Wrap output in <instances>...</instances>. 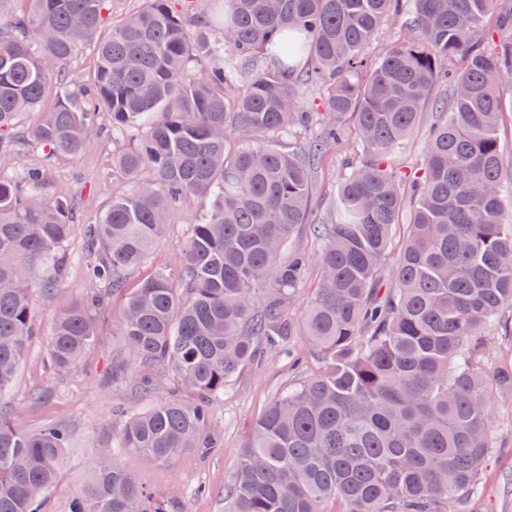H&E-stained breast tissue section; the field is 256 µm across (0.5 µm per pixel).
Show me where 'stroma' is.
I'll list each match as a JSON object with an SVG mask.
<instances>
[{
	"instance_id": "1",
	"label": "stroma",
	"mask_w": 512,
	"mask_h": 512,
	"mask_svg": "<svg viewBox=\"0 0 512 512\" xmlns=\"http://www.w3.org/2000/svg\"><path fill=\"white\" fill-rule=\"evenodd\" d=\"M449 100V89L436 87L404 150L407 171L419 168L437 114ZM111 155V142L94 138L77 162L60 161L54 165L57 191L75 203L83 221L95 220L113 193L125 189L122 179L107 172ZM356 157V147L348 137L316 162L312 206L318 217L326 216L344 165ZM208 206L207 198L196 197L184 212L175 216L164 240L152 254L149 267L173 269L180 265L182 242L189 226L194 216ZM66 255L69 274L64 284L52 292L34 294V318L41 333L31 340L15 383L0 397V404L18 412L22 427L33 430L57 423L71 433L58 478L43 493L44 512H69L70 501L82 491L89 468L106 450L117 464L135 476L143 490L165 493L169 512H232L227 490L256 421L283 389L312 377L319 370L303 336L296 331L288 340L293 359L266 353L262 360L243 366L223 397L214 400L212 413L218 436L210 450H188L172 466L158 463L114 445L113 434L119 419L112 413L113 405L119 403L126 409L139 411L153 405L154 400L113 390L109 322H102L94 349L76 367L61 372L50 364L48 331L52 319L60 308L80 300L87 288V258L80 230H73L66 244ZM493 402L497 442L465 512H512V394H494Z\"/></svg>"
}]
</instances>
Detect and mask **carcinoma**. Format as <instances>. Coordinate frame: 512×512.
<instances>
[{"label":"carcinoma","instance_id":"carcinoma-1","mask_svg":"<svg viewBox=\"0 0 512 512\" xmlns=\"http://www.w3.org/2000/svg\"><path fill=\"white\" fill-rule=\"evenodd\" d=\"M0 0V395L37 334L34 284L67 278L81 224L91 283L54 317L50 358L68 371L112 321V388L168 397L124 416L118 447L162 464L207 448L210 401L259 343L280 348L308 258L284 259L310 221L315 161L346 132L362 153L318 225L320 284L302 334L321 373L285 389L256 422L229 488L233 512H461L494 448L492 393L512 372L485 371L484 337L512 309V190L497 138L500 86L512 77V8L500 0ZM499 11L497 40L485 20ZM416 35L375 64L366 50L395 15ZM94 41L91 84L66 64ZM309 55L311 67L295 74ZM451 106L430 135L412 198L396 159L439 79ZM325 89L321 140L284 149L309 116L302 88ZM41 113L33 124L23 116ZM93 136L122 145L112 170L128 190L93 222L55 190L52 169ZM42 155L6 172L12 154ZM185 261L135 278L190 199ZM410 208L395 267L383 261ZM390 287L383 297L377 288ZM69 436L26 431L0 411V512H41ZM108 457L71 512H167Z\"/></svg>","mask_w":512,"mask_h":512}]
</instances>
